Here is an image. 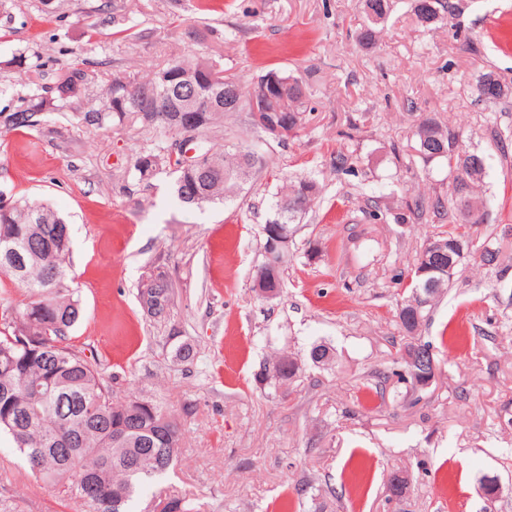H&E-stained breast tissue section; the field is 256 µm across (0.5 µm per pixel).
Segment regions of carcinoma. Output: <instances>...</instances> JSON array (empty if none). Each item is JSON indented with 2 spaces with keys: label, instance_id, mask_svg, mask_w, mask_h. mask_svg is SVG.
<instances>
[{
  "label": "carcinoma",
  "instance_id": "carcinoma-1",
  "mask_svg": "<svg viewBox=\"0 0 512 512\" xmlns=\"http://www.w3.org/2000/svg\"><path fill=\"white\" fill-rule=\"evenodd\" d=\"M420 2L414 0L412 11L422 27L452 13L450 0H434L433 17L428 22L422 17ZM359 3L366 23L357 32L356 42L370 47L378 40L381 24L392 10V0ZM13 63L26 69L33 85L22 105L4 118L5 124L15 129L34 128L47 113L73 110L88 84V73L79 66L44 83L46 63L30 61L22 53L13 57ZM188 70L205 73L204 91L209 85L220 89L239 86L224 75V62L219 57L177 58L140 80L114 77L98 107L73 111L71 118L78 125L103 131L127 126L143 135L161 130L173 133L175 128L166 121L148 120L141 105L157 99L165 103L169 113L186 106L189 96L182 94L181 86L169 76ZM271 74L288 86L280 106L292 114V130L301 129L311 111L307 86L275 69L259 76V80ZM235 111V107H221L209 112L206 125L197 132L196 146L206 156L203 172L186 169L181 155L166 145L135 152L132 167L138 179L149 180L168 172L182 204L201 208L224 203L248 179L251 168L246 148L239 146L230 152L216 140L224 117ZM414 136L416 151L424 162H441L454 173L448 196L419 199L412 204L373 200L368 215L372 221L384 222L390 217L396 224H407L421 219L429 208L436 212L447 208L453 211L457 223L453 230L437 233L421 247L398 313L406 341L397 351L395 374L417 390V373L431 369L436 362L435 347L423 340L420 328L453 283L464 259L463 254L448 248L446 259L453 263V270L442 278L430 271L433 261L429 246L433 241H446L468 247L460 228L466 226L464 211L482 209L477 188L483 180L484 161L461 149L458 135L432 118L420 121ZM318 194L319 188L312 180L289 181L273 206L275 216L280 218V231L295 234L297 222ZM67 228L63 216L42 200L20 197L10 200L9 207H0V240H11L25 255V265L18 267L0 253V273L9 277L22 296L17 300L10 291H0V362H13L10 371L0 370V432L12 437L15 448L43 482L62 485L63 492L80 504L82 512H134L137 492L177 465L182 432L177 419L151 399L113 401L112 390L95 364L67 344L82 314L79 299L67 282L72 257ZM413 347L424 354V361L418 365L406 359ZM262 371L283 384L296 377L300 365L290 356H279L264 363ZM143 401L151 405V411L137 412ZM19 416L27 419L25 425H17Z\"/></svg>",
  "mask_w": 512,
  "mask_h": 512
}]
</instances>
